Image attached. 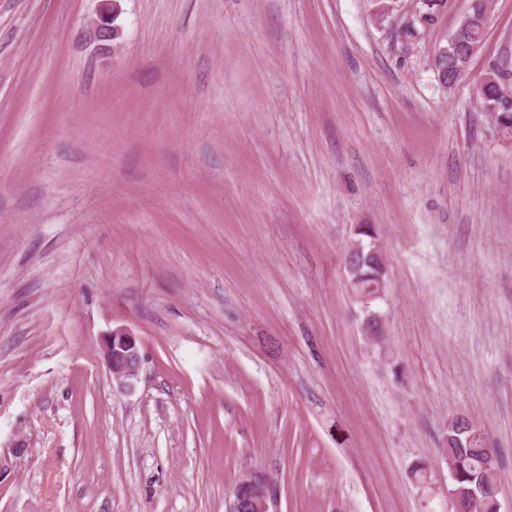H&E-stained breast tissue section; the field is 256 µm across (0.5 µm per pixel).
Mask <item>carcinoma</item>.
<instances>
[{
	"label": "carcinoma",
	"mask_w": 512,
	"mask_h": 512,
	"mask_svg": "<svg viewBox=\"0 0 512 512\" xmlns=\"http://www.w3.org/2000/svg\"><path fill=\"white\" fill-rule=\"evenodd\" d=\"M486 17L485 0H476L448 33L446 44L436 50L433 64L441 84L452 86L465 73L474 47L483 41ZM505 80L512 82V73L499 65L492 66L478 85L477 100L484 111L496 113L503 131L508 132L512 131V99L500 92ZM355 232L357 239L351 250L356 262L348 274L362 303L369 305L379 299L373 284L381 275L380 258L372 253L375 229L371 224H359ZM365 237L370 239L367 244L363 242ZM442 454L448 462V493L455 502V512H500V469L497 460L489 458L483 429L462 416L449 418L447 447Z\"/></svg>",
	"instance_id": "carcinoma-1"
}]
</instances>
